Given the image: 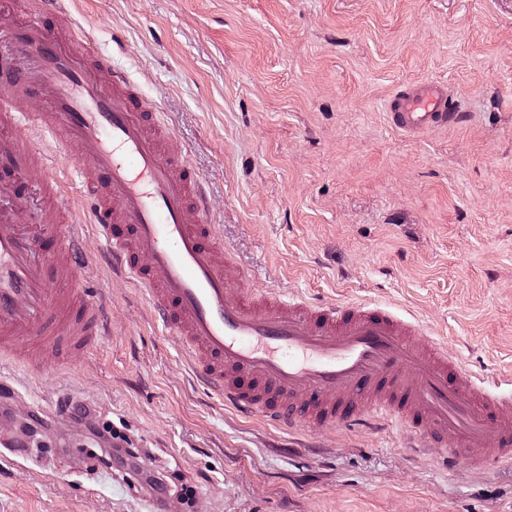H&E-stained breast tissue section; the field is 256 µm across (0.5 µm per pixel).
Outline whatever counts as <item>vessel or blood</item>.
Wrapping results in <instances>:
<instances>
[{"label":"vessel or blood","mask_w":512,"mask_h":512,"mask_svg":"<svg viewBox=\"0 0 512 512\" xmlns=\"http://www.w3.org/2000/svg\"><path fill=\"white\" fill-rule=\"evenodd\" d=\"M4 48L32 52L35 74L0 64V126L16 128L4 157L15 171L72 159L80 219L49 212L23 226L14 180L0 179V361L37 372L60 343L85 350L101 334L104 299L77 280L87 227L113 270L148 293L164 326L182 336L195 375L225 404L280 430L299 418L354 430L398 423L441 448L440 465L489 469L512 462V390L487 387L435 341L420 345L413 318L364 304L311 303L243 292L241 269L206 218L207 192L175 136L147 120L136 87L99 53L89 24L51 30L66 0H36ZM44 103L26 107L30 95ZM441 84L419 82L388 104L396 129L416 134L459 121Z\"/></svg>","instance_id":"obj_1"}]
</instances>
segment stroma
Instances as JSON below:
<instances>
[{
	"instance_id": "1",
	"label": "stroma",
	"mask_w": 512,
	"mask_h": 512,
	"mask_svg": "<svg viewBox=\"0 0 512 512\" xmlns=\"http://www.w3.org/2000/svg\"><path fill=\"white\" fill-rule=\"evenodd\" d=\"M99 50L137 86L206 181L210 222L243 288L389 305L463 369L512 379V0H70ZM438 81L460 123L416 135L389 98ZM79 194L73 163L22 179V223L41 185ZM77 274L106 303L104 334L37 376L0 366L46 446L0 447V512H150L149 472L183 474L179 512H512V464L446 471L395 426L293 434L226 408L187 364L144 292L99 242ZM91 411L138 449L94 463Z\"/></svg>"
}]
</instances>
